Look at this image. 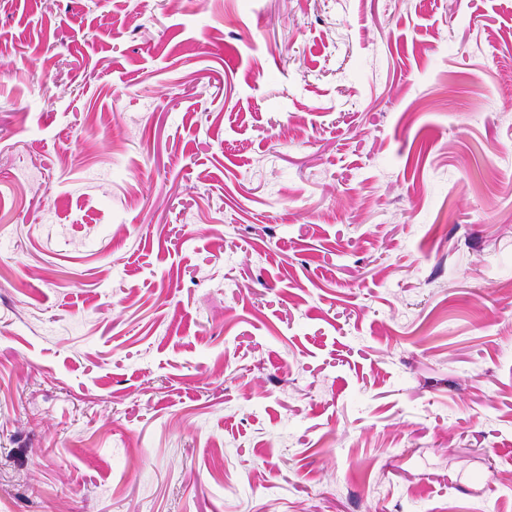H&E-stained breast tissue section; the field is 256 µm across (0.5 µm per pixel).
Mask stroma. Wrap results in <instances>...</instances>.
I'll use <instances>...</instances> for the list:
<instances>
[{
	"label": "stroma",
	"instance_id": "1",
	"mask_svg": "<svg viewBox=\"0 0 512 512\" xmlns=\"http://www.w3.org/2000/svg\"><path fill=\"white\" fill-rule=\"evenodd\" d=\"M0 512H512V0H0Z\"/></svg>",
	"mask_w": 512,
	"mask_h": 512
}]
</instances>
